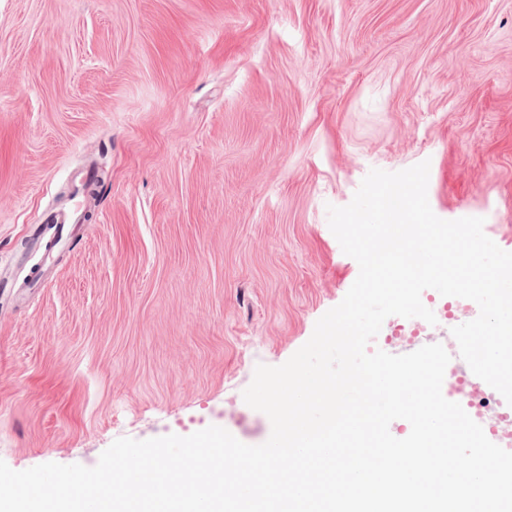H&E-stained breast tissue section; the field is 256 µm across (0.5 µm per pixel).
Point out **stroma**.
I'll return each mask as SVG.
<instances>
[{"label": "stroma", "instance_id": "obj_1", "mask_svg": "<svg viewBox=\"0 0 512 512\" xmlns=\"http://www.w3.org/2000/svg\"><path fill=\"white\" fill-rule=\"evenodd\" d=\"M425 160L433 212L512 252V0H0V460L267 441L256 365L359 274L328 205ZM94 166L91 220L53 244ZM400 322L368 351L453 341Z\"/></svg>", "mask_w": 512, "mask_h": 512}]
</instances>
